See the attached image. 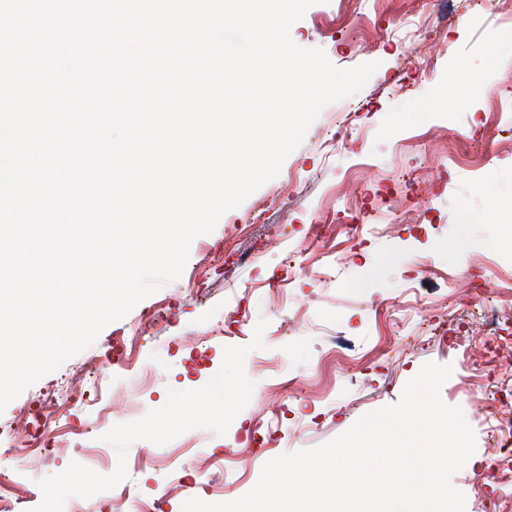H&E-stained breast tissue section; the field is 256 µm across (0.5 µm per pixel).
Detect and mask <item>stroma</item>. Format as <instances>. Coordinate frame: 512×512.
Returning <instances> with one entry per match:
<instances>
[{"mask_svg": "<svg viewBox=\"0 0 512 512\" xmlns=\"http://www.w3.org/2000/svg\"><path fill=\"white\" fill-rule=\"evenodd\" d=\"M290 36L336 67H379L322 111L277 177L192 242L178 280L0 413V494L24 497L26 512H113L116 496L139 512L235 500L269 460L398 403L429 362L452 365L441 398L475 433L452 479L466 512L512 500V485L482 480L489 414L512 371L490 363L469 332L512 305V282L495 277L512 268L502 236L512 225V142L501 136L512 95L500 89L512 74V18L472 0H318ZM474 75L486 95L459 99ZM344 108L343 128L332 115ZM422 175L434 193H421ZM354 211L382 232L355 229ZM317 223L321 280L289 263ZM119 344L99 402L63 398L78 367ZM243 381L251 397H238ZM124 388L137 391L136 414L112 403ZM53 392L39 460L21 466L8 454L12 425Z\"/></svg>", "mask_w": 512, "mask_h": 512, "instance_id": "stroma-1", "label": "stroma"}]
</instances>
